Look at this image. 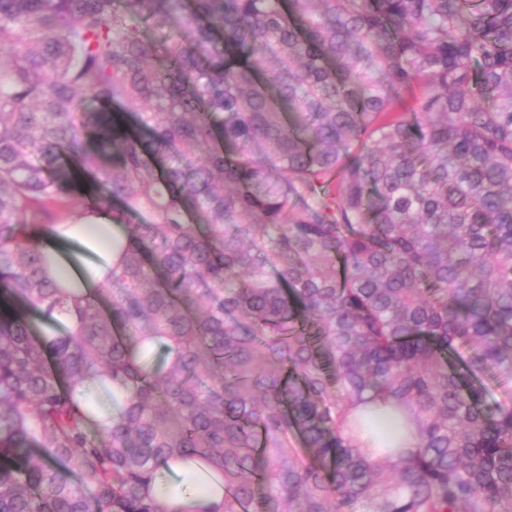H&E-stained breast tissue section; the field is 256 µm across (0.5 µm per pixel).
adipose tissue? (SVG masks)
Returning a JSON list of instances; mask_svg holds the SVG:
<instances>
[{
  "label": "adipose tissue",
  "mask_w": 512,
  "mask_h": 512,
  "mask_svg": "<svg viewBox=\"0 0 512 512\" xmlns=\"http://www.w3.org/2000/svg\"><path fill=\"white\" fill-rule=\"evenodd\" d=\"M125 240L124 232L113 225L108 215L80 220L63 234L52 233L43 238L42 248L52 257L47 273L53 280L66 282L72 288L94 287L103 281L108 265L118 259ZM72 243L78 244L83 254L98 258L99 265L92 276H85L72 264L65 251L66 245Z\"/></svg>",
  "instance_id": "obj_1"
}]
</instances>
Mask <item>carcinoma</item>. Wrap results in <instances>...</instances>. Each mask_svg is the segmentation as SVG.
I'll use <instances>...</instances> for the list:
<instances>
[{
	"label": "carcinoma",
	"instance_id": "1",
	"mask_svg": "<svg viewBox=\"0 0 512 512\" xmlns=\"http://www.w3.org/2000/svg\"><path fill=\"white\" fill-rule=\"evenodd\" d=\"M101 212L105 313L41 250ZM488 371L512 0H0V512H512ZM183 486H190L184 494L181 492ZM223 494L224 489L214 479L208 482L201 477L200 480L193 478L192 480H184L174 494H169V503L183 508L207 506L220 502Z\"/></svg>",
	"mask_w": 512,
	"mask_h": 512
}]
</instances>
